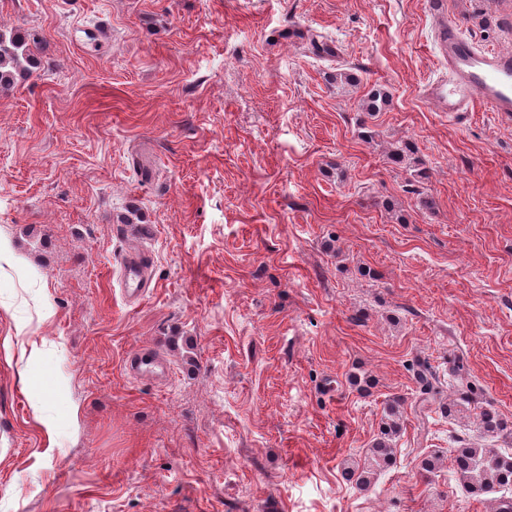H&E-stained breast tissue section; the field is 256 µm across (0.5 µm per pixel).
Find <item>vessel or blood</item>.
<instances>
[{
  "label": "vessel or blood",
  "instance_id": "obj_1",
  "mask_svg": "<svg viewBox=\"0 0 512 512\" xmlns=\"http://www.w3.org/2000/svg\"><path fill=\"white\" fill-rule=\"evenodd\" d=\"M435 48L445 68L426 87L430 102L460 121L479 104L512 119L511 51L480 48L445 18L439 19L436 25ZM148 265V259L141 254L122 257L124 291L128 297L144 296ZM127 367L135 374L162 376L166 373L161 358L149 350L132 354Z\"/></svg>",
  "mask_w": 512,
  "mask_h": 512
}]
</instances>
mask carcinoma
<instances>
[{
	"instance_id": "1",
	"label": "carcinoma",
	"mask_w": 512,
	"mask_h": 512,
	"mask_svg": "<svg viewBox=\"0 0 512 512\" xmlns=\"http://www.w3.org/2000/svg\"><path fill=\"white\" fill-rule=\"evenodd\" d=\"M36 68L38 61L30 47V35L21 29L0 28V88H10L31 77ZM390 99L389 90L374 88L361 100V111L373 117L385 109ZM400 406L398 399L390 400L384 406L382 438L369 450L364 467L357 476L362 486L370 485L374 471L391 462L393 448L390 439L400 429ZM480 423L484 432L492 437L501 430V422L491 410L483 412ZM452 473L463 481L473 496H481L495 486L509 490L512 488V454L489 447L463 445L455 449Z\"/></svg>"
}]
</instances>
